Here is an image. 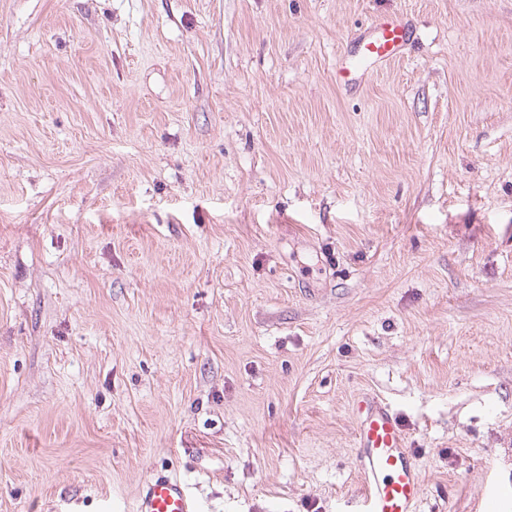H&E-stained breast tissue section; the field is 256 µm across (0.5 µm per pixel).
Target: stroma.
I'll return each mask as SVG.
<instances>
[{"mask_svg": "<svg viewBox=\"0 0 512 512\" xmlns=\"http://www.w3.org/2000/svg\"><path fill=\"white\" fill-rule=\"evenodd\" d=\"M361 392L512 512V0H0V512H346ZM410 29L399 17H378L358 36L356 50L341 55L336 83L356 85L368 71L400 56L410 41ZM136 512H200V509L187 484L166 473H157L140 491Z\"/></svg>", "mask_w": 512, "mask_h": 512, "instance_id": "1", "label": "stroma"}]
</instances>
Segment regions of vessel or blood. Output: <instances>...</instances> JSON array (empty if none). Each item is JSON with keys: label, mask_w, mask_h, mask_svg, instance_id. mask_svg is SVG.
Segmentation results:
<instances>
[{"label": "vessel or blood", "mask_w": 512, "mask_h": 512, "mask_svg": "<svg viewBox=\"0 0 512 512\" xmlns=\"http://www.w3.org/2000/svg\"><path fill=\"white\" fill-rule=\"evenodd\" d=\"M410 29L399 17L376 18L358 36L355 51L341 55L336 82L356 84L366 72L400 56ZM356 420L355 461L361 487L351 512H419L421 473L407 448L397 414L377 395L362 392L353 401ZM136 512H200L187 484L165 473L155 474L142 488Z\"/></svg>", "instance_id": "obj_1"}]
</instances>
